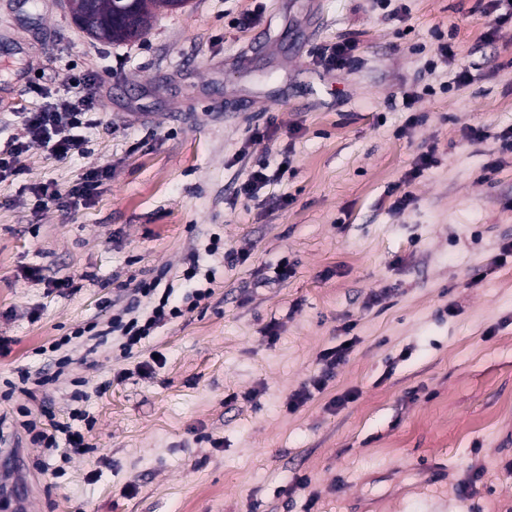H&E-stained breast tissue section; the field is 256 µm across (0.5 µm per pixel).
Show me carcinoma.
I'll list each match as a JSON object with an SVG mask.
<instances>
[{
	"label": "carcinoma",
	"mask_w": 512,
	"mask_h": 512,
	"mask_svg": "<svg viewBox=\"0 0 512 512\" xmlns=\"http://www.w3.org/2000/svg\"><path fill=\"white\" fill-rule=\"evenodd\" d=\"M113 0H75L72 19L79 29L96 41L108 44L135 40L146 33L152 9L172 10L173 0H130L126 16L112 8Z\"/></svg>",
	"instance_id": "1"
}]
</instances>
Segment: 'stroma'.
<instances>
[{"instance_id":"35a3bbf8","label":"stroma","mask_w":512,"mask_h":512,"mask_svg":"<svg viewBox=\"0 0 512 512\" xmlns=\"http://www.w3.org/2000/svg\"><path fill=\"white\" fill-rule=\"evenodd\" d=\"M487 5L190 0L105 44L64 0H0V152L67 74L100 77L87 151L32 148L0 182L7 512H512V22L489 31ZM336 43L350 69L323 61ZM431 147L436 165L404 182ZM285 153L281 183L238 196ZM104 167L92 203L35 209L32 187ZM157 276L174 300L211 295L125 352L112 319ZM349 337L335 377L289 409ZM60 353L63 372L24 390ZM45 407L89 453L32 442L22 414ZM285 166V169H282ZM290 167L288 156L280 163L276 173L268 174V166L266 164L259 165L257 169H253L248 178L243 182L237 191L238 194L247 199H254L258 197L259 192L268 184L276 179H281Z\"/></svg>"}]
</instances>
